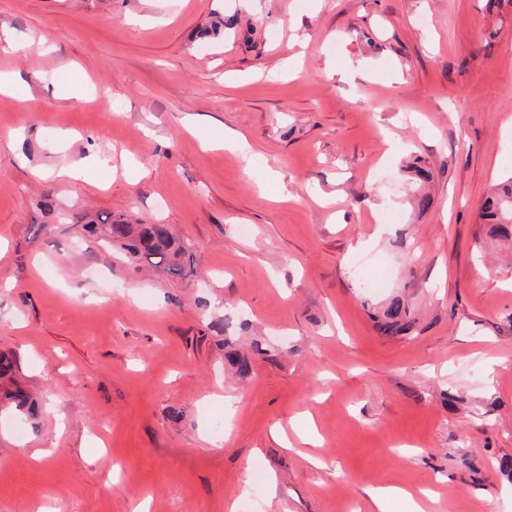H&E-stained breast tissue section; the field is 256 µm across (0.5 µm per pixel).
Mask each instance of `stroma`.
<instances>
[{"instance_id":"stroma-1","label":"stroma","mask_w":512,"mask_h":512,"mask_svg":"<svg viewBox=\"0 0 512 512\" xmlns=\"http://www.w3.org/2000/svg\"><path fill=\"white\" fill-rule=\"evenodd\" d=\"M4 31L0 351L40 407L0 406V512H512V250L479 218L512 175V0H0ZM78 213L169 225L194 275ZM411 323L409 308L401 298L395 297L384 310L379 328L385 334L398 335L408 332ZM374 512H388L389 503L393 500H403L409 505V512H424L423 506L409 492L397 488H377L369 492Z\"/></svg>"}]
</instances>
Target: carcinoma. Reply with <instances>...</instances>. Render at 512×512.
Segmentation results:
<instances>
[{"mask_svg":"<svg viewBox=\"0 0 512 512\" xmlns=\"http://www.w3.org/2000/svg\"><path fill=\"white\" fill-rule=\"evenodd\" d=\"M480 218L500 238L512 237V176L494 185L485 197ZM104 241L127 251L133 258L172 280L193 275L194 255L182 247L166 224H145L120 214L107 224ZM385 334L398 335L411 328V314L404 301L395 297L379 323ZM17 362L11 354H0V398L33 412L35 400L15 379Z\"/></svg>","mask_w":512,"mask_h":512,"instance_id":"1","label":"carcinoma"}]
</instances>
